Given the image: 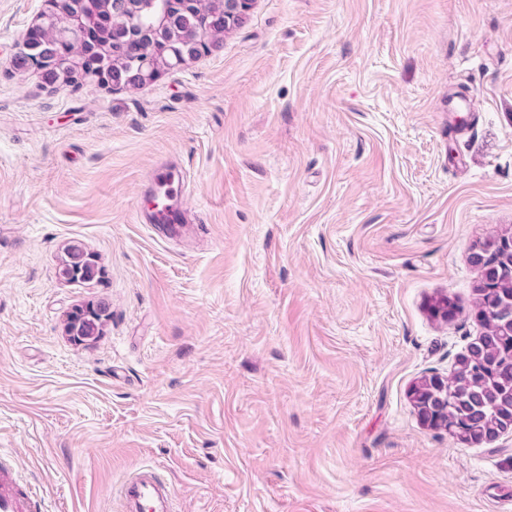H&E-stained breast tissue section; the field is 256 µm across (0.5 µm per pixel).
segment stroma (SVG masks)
<instances>
[{
    "mask_svg": "<svg viewBox=\"0 0 512 512\" xmlns=\"http://www.w3.org/2000/svg\"><path fill=\"white\" fill-rule=\"evenodd\" d=\"M46 7L0 0V455L47 512H125L146 466L177 512H512V429L409 397L482 335L472 255L512 232V0H254L134 91L16 69ZM164 159L173 237L134 211ZM72 243L94 280L60 278ZM103 304L99 305H90L86 308H81L73 311L69 317L67 322V330L69 332V336L73 338V340L77 342H86L93 338L99 331V325L104 316ZM91 321L95 326L94 332H86L83 336H76L73 332H70L71 325L79 324L81 321ZM75 335V336H74Z\"/></svg>",
    "mask_w": 512,
    "mask_h": 512,
    "instance_id": "obj_1",
    "label": "stroma"
}]
</instances>
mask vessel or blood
Listing matches in <instances>:
<instances>
[{
    "mask_svg": "<svg viewBox=\"0 0 512 512\" xmlns=\"http://www.w3.org/2000/svg\"><path fill=\"white\" fill-rule=\"evenodd\" d=\"M185 192L182 170L160 164L151 173L145 207L155 223L178 227L187 223L182 207ZM127 512H176L175 497L168 483L156 469L143 468L120 486ZM32 492L19 482L15 467L0 461V512H34Z\"/></svg>",
    "mask_w": 512,
    "mask_h": 512,
    "instance_id": "vessel-or-blood-1",
    "label": "vessel or blood"
}]
</instances>
